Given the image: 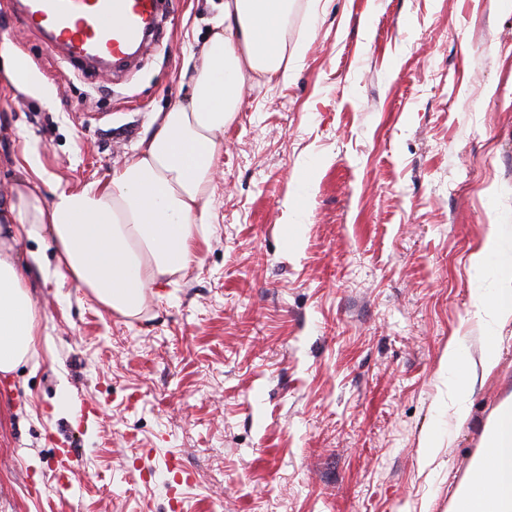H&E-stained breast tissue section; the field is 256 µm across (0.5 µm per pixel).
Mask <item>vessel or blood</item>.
Masks as SVG:
<instances>
[{"label": "vessel or blood", "instance_id": "b4317fda", "mask_svg": "<svg viewBox=\"0 0 512 512\" xmlns=\"http://www.w3.org/2000/svg\"><path fill=\"white\" fill-rule=\"evenodd\" d=\"M25 29L75 63L121 64L157 33L159 0H13Z\"/></svg>", "mask_w": 512, "mask_h": 512}]
</instances>
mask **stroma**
<instances>
[{
    "label": "stroma",
    "mask_w": 512,
    "mask_h": 512,
    "mask_svg": "<svg viewBox=\"0 0 512 512\" xmlns=\"http://www.w3.org/2000/svg\"><path fill=\"white\" fill-rule=\"evenodd\" d=\"M223 7L162 0L151 47L116 74L54 55L0 0V44L57 90L0 88V192L29 150L62 187L107 179L187 94ZM288 45L291 78L247 80L224 133L198 262L141 316L28 274L38 355L0 375V512H448L512 396V320L465 422L442 374L451 338L480 354L472 299L495 282L471 253L491 221L512 235V10L296 0ZM61 448L65 490L47 484ZM171 455L189 475L174 489ZM294 186L289 194V204L295 215V223H305L306 206L304 202L306 179L304 176H297L293 178Z\"/></svg>",
    "instance_id": "1"
}]
</instances>
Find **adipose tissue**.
<instances>
[{
	"mask_svg": "<svg viewBox=\"0 0 512 512\" xmlns=\"http://www.w3.org/2000/svg\"><path fill=\"white\" fill-rule=\"evenodd\" d=\"M293 5L294 0H224V17L187 76L189 96L157 114L138 152L108 180L76 190L61 187L37 154L25 152L31 176L0 196V372H14L37 353L38 323L27 270L71 282L112 314L135 318L143 313L150 288L173 282L196 260L214 218L224 132L236 117L247 77L270 82L289 75ZM0 68L14 91L55 99L56 89L10 48H0ZM24 241L32 248L22 254L16 245ZM49 247L56 256L52 265L45 262ZM494 260L499 286L477 294L474 303L473 315L485 329L479 359L455 339L444 356L460 422L467 418L465 401L477 370L495 367L498 329L512 319V256L502 253L496 224L473 254L471 268L482 273ZM448 512H512V398L492 414L483 450Z\"/></svg>",
	"mask_w": 512,
	"mask_h": 512,
	"instance_id": "ef3b65f1",
	"label": "adipose tissue"
}]
</instances>
